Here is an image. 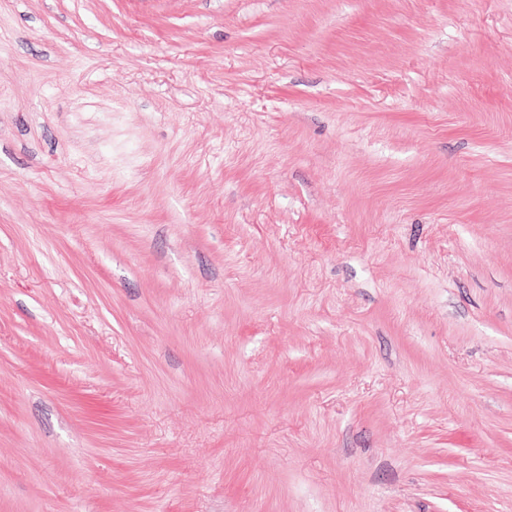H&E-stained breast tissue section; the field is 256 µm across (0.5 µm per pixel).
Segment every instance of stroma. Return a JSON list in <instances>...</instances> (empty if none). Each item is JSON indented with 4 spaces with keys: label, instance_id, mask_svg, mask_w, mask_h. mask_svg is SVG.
<instances>
[{
    "label": "stroma",
    "instance_id": "obj_1",
    "mask_svg": "<svg viewBox=\"0 0 512 512\" xmlns=\"http://www.w3.org/2000/svg\"><path fill=\"white\" fill-rule=\"evenodd\" d=\"M0 512H512V0H0Z\"/></svg>",
    "mask_w": 512,
    "mask_h": 512
}]
</instances>
